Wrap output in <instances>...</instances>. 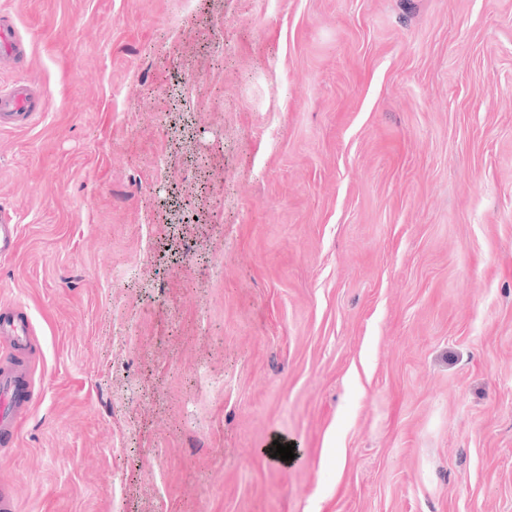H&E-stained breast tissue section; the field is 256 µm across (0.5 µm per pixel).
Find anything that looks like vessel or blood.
I'll list each match as a JSON object with an SVG mask.
<instances>
[{"instance_id": "vessel-or-blood-1", "label": "vessel or blood", "mask_w": 512, "mask_h": 512, "mask_svg": "<svg viewBox=\"0 0 512 512\" xmlns=\"http://www.w3.org/2000/svg\"><path fill=\"white\" fill-rule=\"evenodd\" d=\"M24 43L18 28L0 20V55L19 57ZM45 102L40 92L26 82H17L11 88L0 90V128H28L43 115ZM20 227L11 217H0V258L14 254ZM31 333L27 315L15 305L0 306V344L9 347L12 357L0 364V437L15 440L18 418L29 406L34 383V372L24 358Z\"/></svg>"}]
</instances>
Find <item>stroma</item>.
<instances>
[{
	"label": "stroma",
	"instance_id": "stroma-1",
	"mask_svg": "<svg viewBox=\"0 0 512 512\" xmlns=\"http://www.w3.org/2000/svg\"><path fill=\"white\" fill-rule=\"evenodd\" d=\"M2 15L16 512H512V0ZM24 43L18 28L9 22L0 20V55L19 57L24 53ZM44 111L42 94L26 82L0 90V128L31 127ZM31 333L27 315L13 304L0 307V344L12 351V358L0 364V437L14 441L19 415L28 409L34 371L24 359Z\"/></svg>",
	"mask_w": 512,
	"mask_h": 512
}]
</instances>
